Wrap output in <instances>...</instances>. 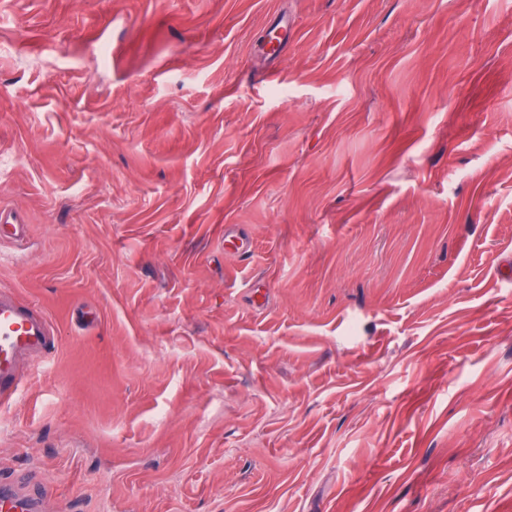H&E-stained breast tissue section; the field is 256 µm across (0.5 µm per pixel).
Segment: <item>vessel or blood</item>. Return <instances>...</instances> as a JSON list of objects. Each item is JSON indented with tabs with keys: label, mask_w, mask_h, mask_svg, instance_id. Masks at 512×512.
Segmentation results:
<instances>
[{
	"label": "vessel or blood",
	"mask_w": 512,
	"mask_h": 512,
	"mask_svg": "<svg viewBox=\"0 0 512 512\" xmlns=\"http://www.w3.org/2000/svg\"><path fill=\"white\" fill-rule=\"evenodd\" d=\"M225 247L234 254L250 251V238L236 225L224 227ZM54 330L46 316L19 300L12 292L0 291V403L16 399L23 389V364L44 355ZM39 503L17 496L0 483V512H40Z\"/></svg>",
	"instance_id": "obj_1"
}]
</instances>
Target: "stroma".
Wrapping results in <instances>:
<instances>
[{"mask_svg":"<svg viewBox=\"0 0 512 512\" xmlns=\"http://www.w3.org/2000/svg\"><path fill=\"white\" fill-rule=\"evenodd\" d=\"M1 210L46 512H512V0H0ZM224 242L225 248L231 250L236 255H246L251 250L249 236L240 231L236 224L225 225Z\"/></svg>","mask_w":512,"mask_h":512,"instance_id":"1","label":"stroma"}]
</instances>
